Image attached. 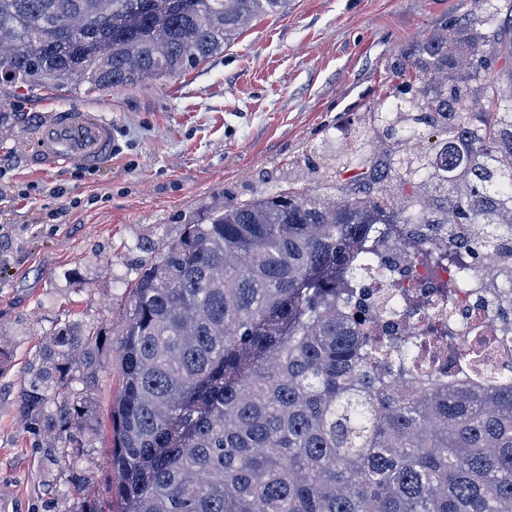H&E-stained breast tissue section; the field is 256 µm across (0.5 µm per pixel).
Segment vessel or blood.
<instances>
[{
	"label": "vessel or blood",
	"instance_id": "vessel-or-blood-1",
	"mask_svg": "<svg viewBox=\"0 0 512 512\" xmlns=\"http://www.w3.org/2000/svg\"><path fill=\"white\" fill-rule=\"evenodd\" d=\"M27 151L39 168L97 167L112 157V123L98 112L54 108L29 137Z\"/></svg>",
	"mask_w": 512,
	"mask_h": 512
}]
</instances>
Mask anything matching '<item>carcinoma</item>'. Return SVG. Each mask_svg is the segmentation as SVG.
<instances>
[{
  "instance_id": "carcinoma-1",
  "label": "carcinoma",
  "mask_w": 512,
  "mask_h": 512,
  "mask_svg": "<svg viewBox=\"0 0 512 512\" xmlns=\"http://www.w3.org/2000/svg\"><path fill=\"white\" fill-rule=\"evenodd\" d=\"M287 7L0 0V84L174 77ZM413 65L424 82L406 85L409 111L373 121L387 142L403 122L405 142L421 125L443 133L433 154L368 157L356 144L313 171L339 196L260 193L185 225L141 266L118 326L113 512H512V384L448 385L417 365L391 389L379 378L387 341L353 304L386 239L425 265L448 258L433 232L481 249L512 240V18L463 42L445 26ZM54 342L20 410L55 404L69 443L83 418L70 362L82 355L95 375L101 340L66 324Z\"/></svg>"
}]
</instances>
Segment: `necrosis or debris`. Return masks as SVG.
I'll return each mask as SVG.
<instances>
[{"instance_id": "obj_1", "label": "necrosis or debris", "mask_w": 512, "mask_h": 512, "mask_svg": "<svg viewBox=\"0 0 512 512\" xmlns=\"http://www.w3.org/2000/svg\"><path fill=\"white\" fill-rule=\"evenodd\" d=\"M512 265V254L465 249L458 263L436 267L408 260L396 243L364 275L358 295L383 336L393 339L386 382L406 381L403 369L429 356L430 340L443 336L448 351L433 360L450 382L475 379L512 383V307L502 304L488 271ZM454 294H447L448 281Z\"/></svg>"}]
</instances>
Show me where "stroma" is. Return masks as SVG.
Instances as JSON below:
<instances>
[{
	"label": "stroma",
	"mask_w": 512,
	"mask_h": 512,
	"mask_svg": "<svg viewBox=\"0 0 512 512\" xmlns=\"http://www.w3.org/2000/svg\"><path fill=\"white\" fill-rule=\"evenodd\" d=\"M489 14L503 23V0H288L176 77L105 90L0 85V512L109 504L115 349H100L91 379L72 361L71 387L87 402L79 447L51 433L55 406L33 418L19 409L56 330L117 327L149 248L184 225L264 191L323 193L310 166L358 136L363 153L378 150L362 129L404 85L414 47L446 22ZM56 107L104 110L111 161L33 168L23 142Z\"/></svg>",
	"instance_id": "obj_1"
}]
</instances>
